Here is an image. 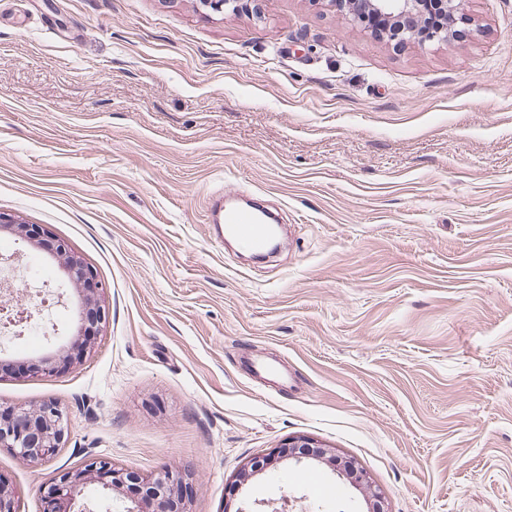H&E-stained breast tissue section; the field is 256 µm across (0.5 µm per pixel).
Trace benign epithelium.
<instances>
[{"label":"benign epithelium","mask_w":512,"mask_h":512,"mask_svg":"<svg viewBox=\"0 0 512 512\" xmlns=\"http://www.w3.org/2000/svg\"><path fill=\"white\" fill-rule=\"evenodd\" d=\"M340 9L352 10L359 20L355 6L382 15L394 23L390 39L399 44L448 40V29H423L426 6L432 2L447 18L454 20L463 10L465 0H328ZM0 232L11 233L29 246L41 249L55 258L64 273L65 281L83 292L82 315L70 340L59 345L55 356L71 362L92 349L85 337L98 336L105 328L109 311L103 299L105 285L95 268L69 244L51 235L39 224H27L13 214L0 209ZM67 420L64 411L53 401L28 407H0V448H8L29 462H48L58 452L64 440ZM278 459H304L328 466L338 476L358 490L366 503V512H389L382 491L373 484L358 463L340 455L308 437H295L271 452L248 461L241 479L266 471ZM184 476L167 468L144 475L115 466L107 458L97 457L85 463L79 473L63 472L43 490L47 512H80L88 487L95 485L106 494H118L134 483L148 491L145 500L128 499L126 512H186L180 488Z\"/></svg>","instance_id":"obj_1"}]
</instances>
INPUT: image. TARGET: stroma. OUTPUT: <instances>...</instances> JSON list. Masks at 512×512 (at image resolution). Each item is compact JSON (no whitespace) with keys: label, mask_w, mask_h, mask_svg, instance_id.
Segmentation results:
<instances>
[{"label":"stroma","mask_w":512,"mask_h":512,"mask_svg":"<svg viewBox=\"0 0 512 512\" xmlns=\"http://www.w3.org/2000/svg\"><path fill=\"white\" fill-rule=\"evenodd\" d=\"M448 41L395 44L326 0H0V209L65 239L109 324L0 404L53 400L47 463L0 448L14 512L91 457L187 476L188 512H365L327 466L253 457L309 437L390 512H512V0H466ZM269 201L251 261L210 192ZM266 363L284 384L255 377ZM334 494H326V487Z\"/></svg>","instance_id":"stroma-1"}]
</instances>
